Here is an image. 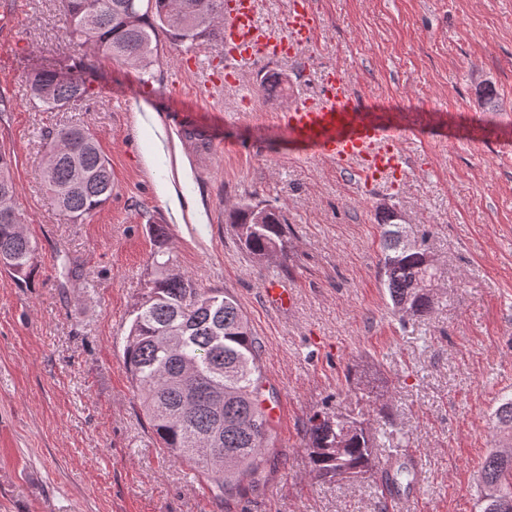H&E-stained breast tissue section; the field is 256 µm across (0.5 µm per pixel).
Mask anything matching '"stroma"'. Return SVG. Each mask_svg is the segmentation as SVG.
Segmentation results:
<instances>
[{
  "label": "stroma",
  "instance_id": "stroma-1",
  "mask_svg": "<svg viewBox=\"0 0 512 512\" xmlns=\"http://www.w3.org/2000/svg\"><path fill=\"white\" fill-rule=\"evenodd\" d=\"M315 45L212 84L165 47L155 78L69 45L61 0H0V150L37 252L30 277L0 271V512H479V472L495 446L493 412L512 394V0H313ZM80 62L94 93L63 111L32 101L25 76ZM340 69L359 104L394 113L413 162L403 185L364 189L347 172L290 150L277 118L316 98ZM498 101L489 111L487 97ZM150 111L138 114L139 100ZM90 129L112 166L111 200L83 222L41 178L46 139ZM269 201L288 224L286 255L257 262L226 210ZM426 237L444 277L431 314L400 320L379 273L385 208ZM181 272L228 290L260 344L277 397L258 479L215 497L161 448L122 352L153 277L151 225ZM81 277L65 280L62 261ZM290 310L262 296L268 277ZM376 378L395 432L377 468L316 478L306 426L355 406L354 377ZM406 449L416 473L397 505L379 468ZM262 293L265 301L272 307H291L293 303V290L281 288V283L276 277H269L264 283Z\"/></svg>",
  "mask_w": 512,
  "mask_h": 512
}]
</instances>
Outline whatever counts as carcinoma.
<instances>
[{
  "mask_svg": "<svg viewBox=\"0 0 512 512\" xmlns=\"http://www.w3.org/2000/svg\"><path fill=\"white\" fill-rule=\"evenodd\" d=\"M69 41L103 57L148 71L159 55L160 38L195 48L223 37L224 0H62ZM31 98L48 110H66L92 95L80 76L65 81L52 70L25 77ZM47 153L57 154L42 179L57 204L82 222L112 197V168L95 135L67 127L50 138ZM9 155L0 152V193L15 195ZM80 188H73L76 178ZM259 203L244 200L231 207L227 221L256 260L286 254L285 220L266 204L264 222L253 223ZM381 280L400 318L421 317L433 309L441 269L426 239H408L395 211H384ZM18 207L0 209V269L18 280L29 278L37 245L22 229ZM157 249L156 277L133 310L123 339V358L136 383L144 411L161 447L204 478L219 496L232 490L240 475H257L263 451L270 447L272 424L259 352L249 322L227 290L202 288L173 269L165 247L166 230L152 225ZM357 401L380 403L379 415L390 422L383 394L362 380ZM495 449L483 466L480 512H512V396L494 412ZM388 432H371L362 412H316L308 420L307 449L321 479L368 472L374 449Z\"/></svg>",
  "mask_w": 512,
  "mask_h": 512,
  "instance_id": "cac0c4a2",
  "label": "carcinoma"
}]
</instances>
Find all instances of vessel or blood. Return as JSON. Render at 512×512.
Listing matches in <instances>:
<instances>
[{
	"label": "vessel or blood",
	"mask_w": 512,
	"mask_h": 512,
	"mask_svg": "<svg viewBox=\"0 0 512 512\" xmlns=\"http://www.w3.org/2000/svg\"><path fill=\"white\" fill-rule=\"evenodd\" d=\"M259 0H234L223 15L224 69L243 63L274 62L295 55L315 37L318 20L311 0H291L286 34L267 37L257 28ZM324 92L318 103L295 101L281 114L290 143L334 163L337 170L355 172L360 184L388 178L401 181L410 168L396 127L381 114L355 106L342 72L330 69L321 76ZM265 301L284 308L293 303L291 290L278 278L266 279Z\"/></svg>",
	"instance_id": "vessel-or-blood-1"
}]
</instances>
